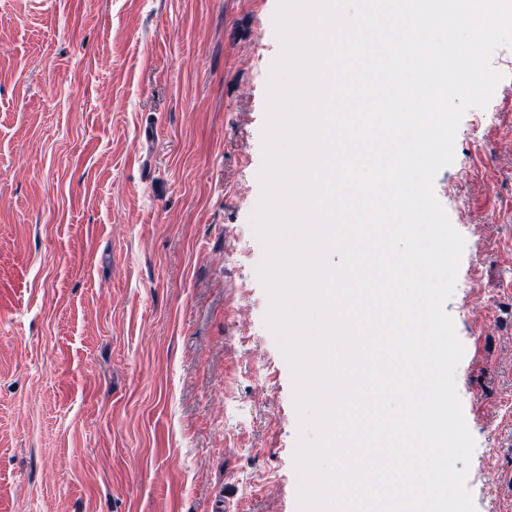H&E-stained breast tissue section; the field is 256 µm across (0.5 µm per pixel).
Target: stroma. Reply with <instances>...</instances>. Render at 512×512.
Here are the masks:
<instances>
[{
  "label": "stroma",
  "instance_id": "stroma-1",
  "mask_svg": "<svg viewBox=\"0 0 512 512\" xmlns=\"http://www.w3.org/2000/svg\"><path fill=\"white\" fill-rule=\"evenodd\" d=\"M279 0H0V512H298L252 219ZM434 194L475 512L512 505V48Z\"/></svg>",
  "mask_w": 512,
  "mask_h": 512
}]
</instances>
